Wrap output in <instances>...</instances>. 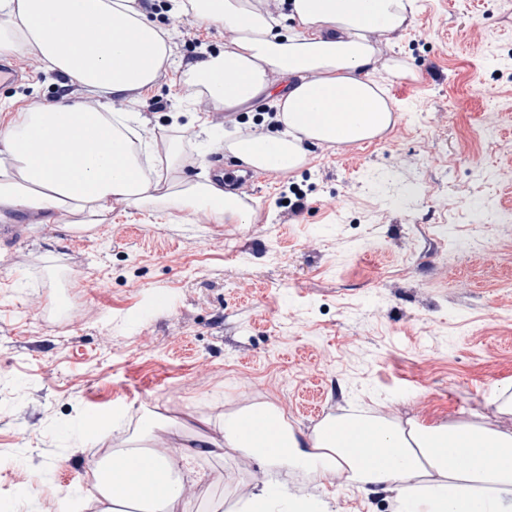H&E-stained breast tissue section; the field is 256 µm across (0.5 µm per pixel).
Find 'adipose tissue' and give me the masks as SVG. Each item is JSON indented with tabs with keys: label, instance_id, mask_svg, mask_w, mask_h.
<instances>
[{
	"label": "adipose tissue",
	"instance_id": "ef3b65f1",
	"mask_svg": "<svg viewBox=\"0 0 512 512\" xmlns=\"http://www.w3.org/2000/svg\"><path fill=\"white\" fill-rule=\"evenodd\" d=\"M287 7L290 26L283 32L259 0H190L193 23L236 36L222 52L185 68L189 96L232 111L284 86L279 133L224 139L226 153L262 171L299 168L311 145L381 135L397 119L384 77L408 72L401 62H381L370 36L402 28L412 0H288ZM21 46L34 48L47 70L104 98L136 100L172 67L166 31L137 0H0V54ZM138 122L137 113H112L69 96L16 113L0 130V210L41 212L49 224L78 210L96 224L113 204L152 201L156 179L145 172L152 145L131 139ZM65 139L84 152H63ZM168 205L205 208L229 224L250 221L236 195L211 180H183ZM200 422L210 431L186 435V463L237 453L266 465L262 486L243 499L244 512H326L319 498L280 482L288 468L321 479L340 475L346 486L372 492L391 490L398 512H512V428L348 412L306 433L268 401ZM173 427L151 416L141 436L95 463L98 512H117L120 500L146 512H178L186 478L163 450V435ZM451 454L461 466L449 468Z\"/></svg>",
	"mask_w": 512,
	"mask_h": 512
}]
</instances>
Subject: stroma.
I'll return each mask as SVG.
<instances>
[{
    "mask_svg": "<svg viewBox=\"0 0 512 512\" xmlns=\"http://www.w3.org/2000/svg\"><path fill=\"white\" fill-rule=\"evenodd\" d=\"M149 0L176 66L223 51L228 32ZM402 112L377 138L309 147L288 175L260 173L251 221L163 203L114 204L88 228L70 217L0 214V512H42L85 488L99 451L135 436L146 417L181 422L289 393L291 424L310 431L358 409L422 424L498 422L512 386V0H414L411 20L377 42ZM23 77L0 86V125L30 103H55L63 76L34 50L12 54ZM275 97L214 121L163 75L136 103L138 134L157 158L178 145L157 193L212 176L224 138L262 122ZM306 207L289 214L285 200ZM166 290L168 307L153 305ZM121 410L75 446L94 413ZM187 512H232L259 459L195 464ZM290 490L329 512H394L389 493L337 489L285 470ZM27 487V497L17 495Z\"/></svg>",
    "mask_w": 512,
    "mask_h": 512,
    "instance_id": "35a3bbf8",
    "label": "stroma"
}]
</instances>
